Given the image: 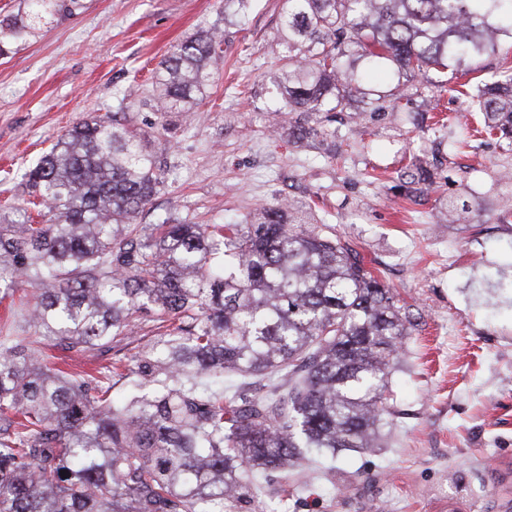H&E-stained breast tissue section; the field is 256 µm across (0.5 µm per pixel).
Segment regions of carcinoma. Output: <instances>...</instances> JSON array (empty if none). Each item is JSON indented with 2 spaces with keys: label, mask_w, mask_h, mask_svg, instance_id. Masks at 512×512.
Returning a JSON list of instances; mask_svg holds the SVG:
<instances>
[{
  "label": "carcinoma",
  "mask_w": 512,
  "mask_h": 512,
  "mask_svg": "<svg viewBox=\"0 0 512 512\" xmlns=\"http://www.w3.org/2000/svg\"><path fill=\"white\" fill-rule=\"evenodd\" d=\"M0 20V56L78 0H28ZM512 0H285L277 94L290 135L325 133L357 82L354 53L425 74L485 46ZM217 36L174 46L160 112H189ZM488 131L512 136V75L473 96ZM49 219L0 224V296L17 285L29 327L63 351L102 358L151 312L175 327L111 376L50 366L28 336L0 338V512H224L329 453L378 448L387 377L411 317L359 253L304 227L306 206H264L246 224H139L162 174L117 123L69 129L28 173ZM66 475H61V471Z\"/></svg>",
  "instance_id": "cac0c4a2"
}]
</instances>
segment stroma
<instances>
[{
  "instance_id": "1",
  "label": "stroma",
  "mask_w": 512,
  "mask_h": 512,
  "mask_svg": "<svg viewBox=\"0 0 512 512\" xmlns=\"http://www.w3.org/2000/svg\"><path fill=\"white\" fill-rule=\"evenodd\" d=\"M0 56V222L22 223L26 172L94 117L144 140L163 184L139 217L240 224L265 205H311L415 327L388 378L391 430L265 486L253 512H512V144L468 98L512 69V33L428 75L358 61V91L326 139L295 144L270 114L283 0H81ZM223 33L192 111L153 109L173 45ZM431 173L410 183L413 165Z\"/></svg>"
}]
</instances>
